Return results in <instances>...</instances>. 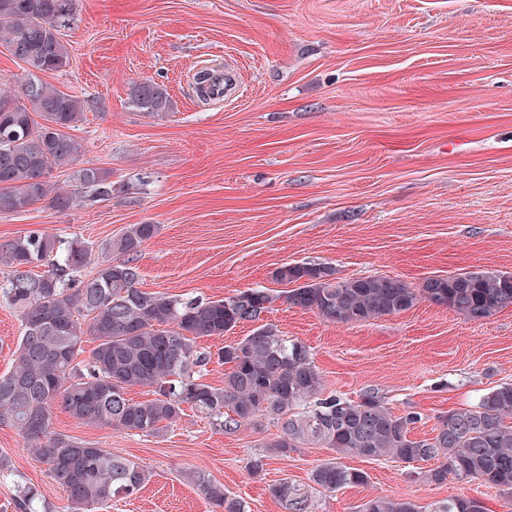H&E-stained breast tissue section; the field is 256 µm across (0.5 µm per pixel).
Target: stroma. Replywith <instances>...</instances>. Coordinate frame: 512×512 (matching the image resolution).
Instances as JSON below:
<instances>
[{"label":"stroma","mask_w":512,"mask_h":512,"mask_svg":"<svg viewBox=\"0 0 512 512\" xmlns=\"http://www.w3.org/2000/svg\"><path fill=\"white\" fill-rule=\"evenodd\" d=\"M64 39L70 64L47 80L85 101L71 135L81 165L110 171L112 198L0 218V243L40 230L98 254L130 225H159L138 254L142 290L209 300L273 290L279 299L259 322L305 344L328 390L354 398L376 386L393 412L423 413L418 437L512 382V306L472 321L423 300L332 323L289 305L275 279L306 261L415 286L475 268L512 274V0H80ZM224 64L237 73L235 96L199 97L194 74ZM143 79L167 89L165 117L131 103ZM53 428L149 469L137 497L107 512H221L191 471L247 512H283L270 485L307 482L333 456H272L255 478L246 463L276 427L227 434L189 408L150 436L79 421L58 402ZM0 463V512H15L25 483L70 512L9 426ZM345 463L368 483L317 496L315 512H354L376 494L512 512V499L485 484L429 482L426 462ZM190 481L200 488L206 496L213 500L224 512H246L243 501L235 496L224 493V488L214 484L206 473L201 471L189 472Z\"/></svg>","instance_id":"stroma-1"}]
</instances>
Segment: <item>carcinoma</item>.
Instances as JSON below:
<instances>
[{"label":"carcinoma","mask_w":512,"mask_h":512,"mask_svg":"<svg viewBox=\"0 0 512 512\" xmlns=\"http://www.w3.org/2000/svg\"><path fill=\"white\" fill-rule=\"evenodd\" d=\"M78 0H0V45L23 64L27 97L0 88V217L44 202L59 211L80 194L112 199L110 173L79 167L82 146L69 133L83 121L85 102L44 80L70 63L62 30L74 20ZM132 102L162 117L171 108L167 90L145 79L133 84ZM71 171L76 189L51 180ZM157 224H134L95 259L83 241H62L42 232L0 244L7 272L0 292L19 312L23 331L10 370L0 375V424L17 429L30 451L48 466L66 493L71 512H92L112 498L133 497L150 471L92 443L56 432L52 408L60 401L77 419L118 430L160 435L187 404L227 434L264 419L279 427L263 443L286 457L300 448H330L335 457L311 470L308 482L286 479L271 494L285 512H314L323 492L365 485L368 474L343 462L347 457L402 463L433 461L426 479L479 481L512 497V383L492 388L471 408L440 417L430 437L413 431L421 413H394L377 387L350 399L326 391L308 348L266 323L217 351L228 365L224 386L203 381L212 354L196 339L223 336L260 318L276 296L249 288L219 300H184L138 288L136 257L159 233ZM86 278L77 273L87 266ZM276 280L295 285L286 301L337 323L369 321L406 311L421 300L442 304L470 320H483L512 305V274L466 271L424 280L419 286L386 275L341 279L326 263L287 264ZM96 342L81 366L85 337ZM152 398L135 401L131 389ZM190 481L224 512H246L243 501L224 493L206 473ZM470 500L450 497L427 507L411 499L368 497L357 512H466ZM19 512H52L32 485L17 489Z\"/></svg>","instance_id":"obj_1"}]
</instances>
